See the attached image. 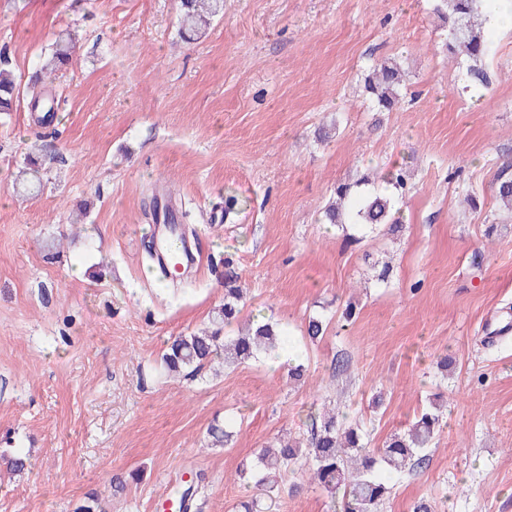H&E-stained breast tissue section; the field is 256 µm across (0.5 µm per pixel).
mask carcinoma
Returning <instances> with one entry per match:
<instances>
[{
  "mask_svg": "<svg viewBox=\"0 0 512 512\" xmlns=\"http://www.w3.org/2000/svg\"><path fill=\"white\" fill-rule=\"evenodd\" d=\"M480 0H439L436 12L448 20V51L476 62L491 52L482 31L474 28L472 19ZM224 13V0H181V33L190 39L202 37L211 21ZM74 49L70 34L63 33L54 42L40 70L28 86L32 108H42L44 118L53 116L54 99L43 101L45 80L69 64ZM404 73L398 63L385 58L373 62L365 78V90L378 108L391 111L401 101ZM19 99L13 73L0 68V113L12 112ZM376 173L360 176L354 184L336 187V202L330 205L325 218L338 228L346 224H364L370 228L389 225L398 229L395 195L375 188ZM496 198L503 212L512 218V177L498 176ZM245 291L238 276L231 270L224 273V306L220 309L216 328L209 333L179 335L172 338L162 355L171 372L189 369L198 371L224 356V368L231 369L259 358L281 343V332L267 321L254 331L234 337L222 335L241 314ZM442 417L432 405L418 413L408 429L393 435L381 448L370 446L366 432L357 422L331 409L313 421L311 437L302 442L288 441L278 448H262L256 463L243 469V478L254 484L255 497L243 503L244 512H270L281 486L277 475L304 462L307 480L320 486L329 498L328 508L341 512H380L389 493L386 482L375 474L376 465L386 464L396 472L420 466L427 461L425 450L440 431Z\"/></svg>",
  "mask_w": 512,
  "mask_h": 512,
  "instance_id": "carcinoma-1",
  "label": "carcinoma"
}]
</instances>
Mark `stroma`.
<instances>
[{
    "instance_id": "stroma-1",
    "label": "stroma",
    "mask_w": 512,
    "mask_h": 512,
    "mask_svg": "<svg viewBox=\"0 0 512 512\" xmlns=\"http://www.w3.org/2000/svg\"><path fill=\"white\" fill-rule=\"evenodd\" d=\"M436 4L224 0L187 41L179 0H0V66L19 84L59 33L78 38L52 120L26 96L0 113V452L30 457L20 474L0 464V512H163L190 479L191 512H232L250 493L241 465L308 439L323 404L378 448L437 394L429 462L389 475L382 512H512V334L486 336L512 315V221L494 196L512 162V29L486 24L489 85L474 86ZM384 58L409 71L390 112L363 92ZM36 149L42 187L16 192ZM370 166L403 171V228L348 240L323 210ZM154 199L188 212L196 261L174 283L145 274ZM229 269L242 321L285 329L304 384L262 360L162 367L168 338L211 325ZM313 316L330 322L315 343ZM214 423L232 445L211 447ZM288 479L302 488L273 512H327L301 468Z\"/></svg>"
}]
</instances>
